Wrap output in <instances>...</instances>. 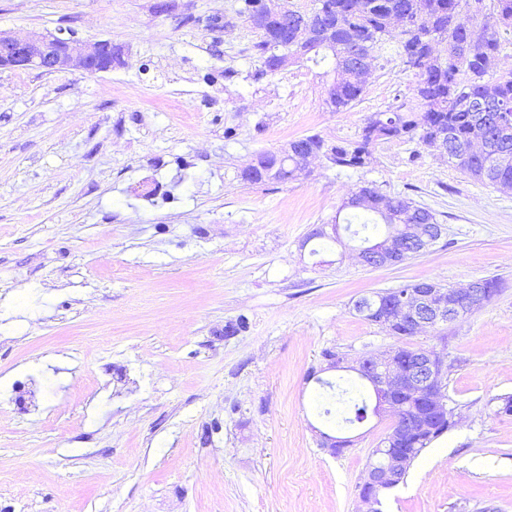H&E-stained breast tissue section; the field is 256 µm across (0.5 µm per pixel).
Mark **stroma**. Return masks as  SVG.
Listing matches in <instances>:
<instances>
[{
    "label": "stroma",
    "mask_w": 512,
    "mask_h": 512,
    "mask_svg": "<svg viewBox=\"0 0 512 512\" xmlns=\"http://www.w3.org/2000/svg\"><path fill=\"white\" fill-rule=\"evenodd\" d=\"M239 3L0 0L2 32L71 29L121 52L96 75L0 70V512H359L392 420L321 448L309 372L327 349L351 364L397 346L360 297L492 277L482 308L408 340L445 355L458 422L383 503L512 512V415L496 411L512 395V193L415 140L375 144L362 169L320 157L306 177L244 184L290 140L356 139L415 78L377 60L330 111L322 67L263 73ZM367 183L429 208L442 239L380 268L346 232L311 254L308 234Z\"/></svg>",
    "instance_id": "1"
}]
</instances>
